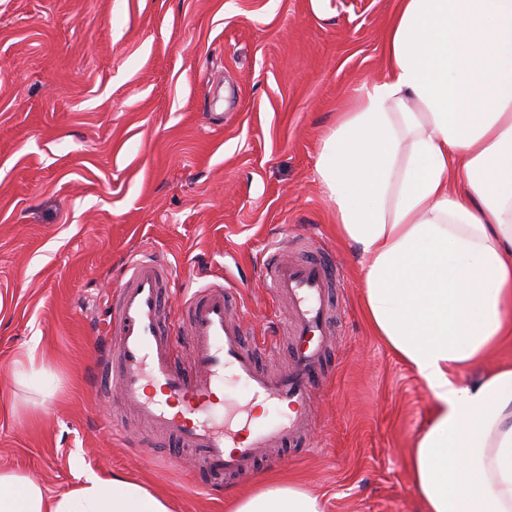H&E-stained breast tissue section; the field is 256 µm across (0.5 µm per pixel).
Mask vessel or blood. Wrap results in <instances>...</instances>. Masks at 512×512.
<instances>
[{
  "mask_svg": "<svg viewBox=\"0 0 512 512\" xmlns=\"http://www.w3.org/2000/svg\"><path fill=\"white\" fill-rule=\"evenodd\" d=\"M262 274L275 297L290 304L292 361L275 377L261 369L256 346L247 343L242 323L231 318L236 296L229 287L199 288L179 315H172L167 296L172 271L156 256L143 254L127 263L112 296L111 340L97 382L106 392L119 388L121 406L135 411L173 448V460H180L181 449L194 451L203 473L199 484L206 489L213 480L254 472L270 450L297 446L309 431L314 395L325 377L338 314L337 263L315 249L292 261L274 246ZM180 330L189 338L193 366L188 372L175 362L173 337ZM228 370L253 401L280 406V417L229 428L222 390Z\"/></svg>",
  "mask_w": 512,
  "mask_h": 512,
  "instance_id": "vessel-or-blood-1",
  "label": "vessel or blood"
}]
</instances>
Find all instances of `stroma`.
<instances>
[{
	"mask_svg": "<svg viewBox=\"0 0 512 512\" xmlns=\"http://www.w3.org/2000/svg\"><path fill=\"white\" fill-rule=\"evenodd\" d=\"M398 0H0V467L52 495L116 474L174 512H227L260 479L325 512H422L410 448L435 400L363 311L359 258L315 179L321 139L385 72ZM303 242L341 268L332 373L305 447L207 491L193 461L95 379L100 335L133 253L173 272L171 303L215 283L269 374L287 368V309L262 254ZM40 356L19 378L15 359Z\"/></svg>",
	"mask_w": 512,
	"mask_h": 512,
	"instance_id": "obj_1",
	"label": "stroma"
}]
</instances>
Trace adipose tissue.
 Segmentation results:
<instances>
[{
	"label": "adipose tissue",
	"mask_w": 512,
	"mask_h": 512,
	"mask_svg": "<svg viewBox=\"0 0 512 512\" xmlns=\"http://www.w3.org/2000/svg\"><path fill=\"white\" fill-rule=\"evenodd\" d=\"M316 177L361 258L372 329L435 400L410 458L423 512H512V365L452 377L512 334V0H399L385 76L325 136ZM230 506L324 512L282 482ZM0 512L172 506L115 476L53 496L0 470Z\"/></svg>",
	"instance_id": "1"
}]
</instances>
